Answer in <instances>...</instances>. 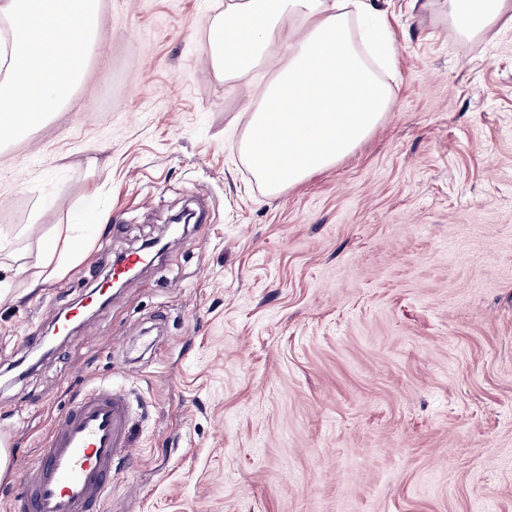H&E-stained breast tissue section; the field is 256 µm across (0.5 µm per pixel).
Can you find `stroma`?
<instances>
[{
    "label": "stroma",
    "mask_w": 512,
    "mask_h": 512,
    "mask_svg": "<svg viewBox=\"0 0 512 512\" xmlns=\"http://www.w3.org/2000/svg\"><path fill=\"white\" fill-rule=\"evenodd\" d=\"M224 2L101 0L67 103L0 144V442L28 461L105 384L134 455L105 512H512V21L470 38L445 0H392L387 112L270 197L239 141L286 47L217 77ZM89 196L105 232L30 288L16 257ZM197 201L207 221L35 363L29 337Z\"/></svg>",
    "instance_id": "stroma-1"
}]
</instances>
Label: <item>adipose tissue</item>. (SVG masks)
Returning <instances> with one entry per match:
<instances>
[{
	"label": "adipose tissue",
	"instance_id": "ef3b65f1",
	"mask_svg": "<svg viewBox=\"0 0 512 512\" xmlns=\"http://www.w3.org/2000/svg\"><path fill=\"white\" fill-rule=\"evenodd\" d=\"M512 0H448L457 33L486 35ZM372 19L371 66L351 22ZM0 139L24 134L70 95L83 71L81 53L101 34L99 0H0ZM210 62L231 82L268 59L273 41L288 58L247 114L240 156L267 195L275 196L350 154L374 130L390 103L378 67L390 63L393 36L381 0H227L208 22ZM79 241L65 237L20 264L31 287L67 272Z\"/></svg>",
	"mask_w": 512,
	"mask_h": 512
}]
</instances>
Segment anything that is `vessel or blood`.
I'll return each instance as SVG.
<instances>
[{"mask_svg":"<svg viewBox=\"0 0 512 512\" xmlns=\"http://www.w3.org/2000/svg\"><path fill=\"white\" fill-rule=\"evenodd\" d=\"M129 406L104 385L80 390L22 467L24 491L8 512H104L119 465L130 462Z\"/></svg>","mask_w":512,"mask_h":512,"instance_id":"1","label":"vessel or blood"}]
</instances>
